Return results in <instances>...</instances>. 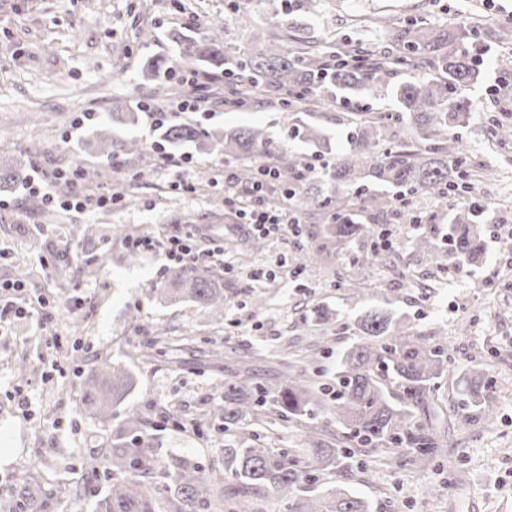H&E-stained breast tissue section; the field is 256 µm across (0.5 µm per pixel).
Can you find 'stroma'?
<instances>
[{"mask_svg":"<svg viewBox=\"0 0 512 512\" xmlns=\"http://www.w3.org/2000/svg\"><path fill=\"white\" fill-rule=\"evenodd\" d=\"M460 14L495 30L512 18V0H321L315 13L306 0H0V161L39 169L60 193L61 175L78 168L86 196L107 189L120 195L113 207L77 213L20 187L0 189L7 202L0 209V300H13L7 287L17 282L23 298L43 300L51 316L44 329L17 317L0 326V450L9 451L0 477L16 485L35 467L43 492L70 490L51 512H92L109 486L108 477L91 476L94 458L128 412L141 417L157 465L185 455L205 475L223 468L228 447L303 453L311 425L334 446L344 430L328 407L285 414L279 387L295 371L330 382L338 357L359 340L358 317L386 306L412 333L445 345L448 370L435 391L445 415L460 408L458 377L473 368L492 381L491 410L473 409L466 422L450 423L430 467L399 451L362 455L336 473L316 474L318 497L341 488L367 501L370 512H512V139L499 141L486 120L512 116V27L490 40L484 78L467 91L483 111L460 131L470 163L496 170V178L456 195L415 198L413 221L369 225L337 253L319 252L320 221L310 213L295 233L267 237L226 217L222 179L240 174L243 159L195 144L175 148L193 158L195 191L172 190L176 171L162 167L151 148L163 131L137 109L143 100L165 107L202 95L206 111L179 114L178 122L212 134L258 128L301 160H331L348 146V128L338 120L343 101L319 109L320 142L313 145L296 133L292 113L225 104L236 77L223 69L197 63L196 85L160 84L144 74V61L183 66L170 39L175 30L195 38L218 32L241 61L276 16L291 18L318 49L326 36L364 40L357 20L366 15L386 18L376 37L382 44L387 28L413 20L452 24ZM83 112L95 120L74 128ZM101 131L112 137L111 155L98 149ZM106 164L111 178H94ZM473 198L485 204L482 260L442 271L421 262L419 241L447 252L448 217ZM116 226L127 237L193 233L197 267L224 284L223 313L164 299L176 263L161 252L130 253L127 238L113 236ZM104 251L109 261L100 269L95 258ZM365 257L374 259L375 274L356 291L349 274ZM318 306L335 311L336 321L316 322ZM54 332L60 342H52ZM103 361L135 378L109 422L80 403L87 372ZM246 370L265 389L263 404L225 423L218 413L224 389ZM17 390L27 405L14 399Z\"/></svg>","mask_w":512,"mask_h":512,"instance_id":"obj_1","label":"stroma"}]
</instances>
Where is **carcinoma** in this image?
Returning <instances> with one entry per match:
<instances>
[{
  "instance_id": "cac0c4a2",
  "label": "carcinoma",
  "mask_w": 512,
  "mask_h": 512,
  "mask_svg": "<svg viewBox=\"0 0 512 512\" xmlns=\"http://www.w3.org/2000/svg\"><path fill=\"white\" fill-rule=\"evenodd\" d=\"M480 33L462 25L436 27L411 22L393 33L388 47L353 43L347 39L327 42L320 50L293 49L266 37L256 41L249 58L250 77L244 80L239 102L256 101L268 108L306 112L322 107L325 96L349 101L366 89L392 87L400 112H358L350 122L349 148L336 156L321 177L309 172V164L274 145L257 128L224 132V137L202 133L190 124H175L164 131L172 145L210 142L224 154L252 158L265 156L278 181L291 193L292 203L314 207L324 219L322 238L326 246L341 248L367 224H382L411 217L410 198L433 190L464 186L470 168L465 150L455 133L470 124L479 104L464 95L466 87L480 80V56L484 43ZM171 39L184 60L215 67L231 63L224 42L216 35L193 39L179 31ZM405 67L422 76L391 84ZM286 90L288 95L278 96ZM407 125L420 141H432L430 150L414 142H394L386 137L390 121ZM28 168L0 164V183L22 184ZM476 207L454 210L448 219V263L459 268L480 260L483 244ZM168 297L189 300L220 312L224 288L214 275L193 265L181 267L172 278ZM358 331L366 343L345 351L336 362V394L328 408L356 440L357 448L312 444L305 460L277 455L265 448L224 449V472L237 482L231 512H256L250 499L270 490L292 500L289 512H370L368 504L341 489L336 503L327 507L308 495L307 469L334 473L358 453L369 451L382 458L401 450L414 461L429 459L437 449L440 407L432 384L448 368L445 348L420 336L406 334L388 310H369L358 317ZM390 377L399 389L393 393L379 375ZM466 406L487 408L489 379L482 372L464 373L459 380ZM132 385L124 368L104 363L90 371L84 381L81 405L112 419V406L122 400ZM330 388L313 386L300 375L288 377L280 392L281 407L291 415L306 416L323 404ZM255 388L243 376L224 393V419L234 421L255 405ZM142 420L128 414L120 433L139 439ZM105 470L112 476L108 490L97 497L93 512H224V476L205 477L197 462L173 456L156 473L152 448L144 443L130 448L114 443L100 449ZM28 481L12 491L13 512H47L57 494L33 492Z\"/></svg>"
}]
</instances>
